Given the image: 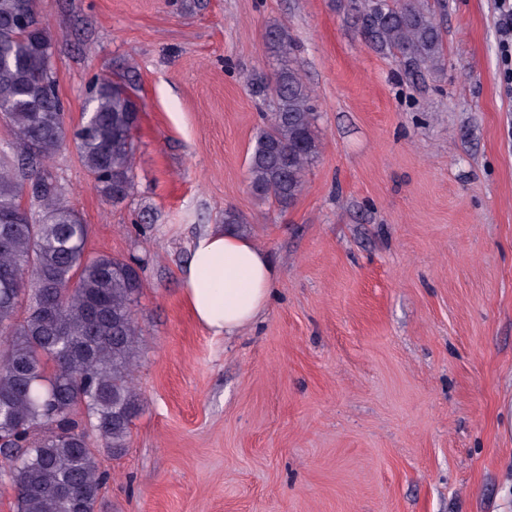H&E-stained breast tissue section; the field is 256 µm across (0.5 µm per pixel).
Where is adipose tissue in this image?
<instances>
[{"label":"adipose tissue","mask_w":512,"mask_h":512,"mask_svg":"<svg viewBox=\"0 0 512 512\" xmlns=\"http://www.w3.org/2000/svg\"><path fill=\"white\" fill-rule=\"evenodd\" d=\"M276 283L268 254L249 237L212 227L191 244L183 293L201 326L230 336L265 312Z\"/></svg>","instance_id":"adipose-tissue-1"}]
</instances>
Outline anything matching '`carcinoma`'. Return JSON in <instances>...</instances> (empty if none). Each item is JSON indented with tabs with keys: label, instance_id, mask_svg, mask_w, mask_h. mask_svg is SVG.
<instances>
[{
	"label": "carcinoma",
	"instance_id": "obj_1",
	"mask_svg": "<svg viewBox=\"0 0 512 512\" xmlns=\"http://www.w3.org/2000/svg\"><path fill=\"white\" fill-rule=\"evenodd\" d=\"M368 41L400 53L408 72L442 52L439 30L414 0H353ZM266 39L278 68L275 112L249 159L253 194L287 208L317 157L318 113L288 30ZM52 55L40 0H0V482L16 512H98L97 452L119 455L142 410L133 384L143 288L134 263L85 254L87 225L47 163L68 139L65 108L46 69ZM73 137L99 192L134 189L140 106L110 78L89 82Z\"/></svg>",
	"mask_w": 512,
	"mask_h": 512
}]
</instances>
